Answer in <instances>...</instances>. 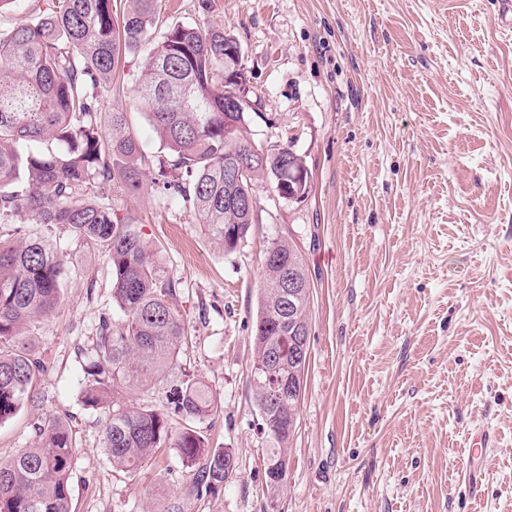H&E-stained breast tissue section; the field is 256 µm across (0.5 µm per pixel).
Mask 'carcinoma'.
I'll list each match as a JSON object with an SVG mask.
<instances>
[{
	"mask_svg": "<svg viewBox=\"0 0 512 512\" xmlns=\"http://www.w3.org/2000/svg\"><path fill=\"white\" fill-rule=\"evenodd\" d=\"M62 0L29 20L0 29V422L34 400L44 364L36 351L37 323L62 301L67 269L52 242L55 226L104 252L112 270V302L124 319L100 318L91 361L85 365L82 402L109 409L103 446L112 465L135 473L167 440L183 465L195 468L192 488L208 493L237 471L228 451L211 448L194 427L169 435L166 415L121 400L126 389L167 387V402L190 421L217 411L209 388L185 374L173 375L187 330L173 307L179 282L158 274L138 217L121 212L114 192L145 189L190 204L209 238L232 252L250 235L258 181L279 186V158L224 178L232 155L250 147L240 132L224 140V99L237 84L224 78V43L230 34L201 25L174 24L157 36L159 0ZM144 52L137 100L164 155L146 181L138 141L121 105L103 111L119 60ZM295 137L278 148L288 156L287 181L311 173L294 149ZM260 300L252 335L250 386L262 431L272 444L265 459L267 490L286 478L273 470L288 464L303 390L279 392L281 382L304 379L309 344L310 280L294 244L282 237L264 244ZM300 274V295L289 302L288 279ZM75 439L58 416L36 429L35 446L0 461V512H72Z\"/></svg>",
	"mask_w": 512,
	"mask_h": 512,
	"instance_id": "obj_1",
	"label": "carcinoma"
}]
</instances>
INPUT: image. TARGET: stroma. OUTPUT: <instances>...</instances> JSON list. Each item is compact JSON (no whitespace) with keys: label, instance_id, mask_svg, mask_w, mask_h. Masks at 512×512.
<instances>
[{"label":"stroma","instance_id":"stroma-1","mask_svg":"<svg viewBox=\"0 0 512 512\" xmlns=\"http://www.w3.org/2000/svg\"><path fill=\"white\" fill-rule=\"evenodd\" d=\"M163 0L159 30H225L239 42L256 113L249 136L294 140L304 201L258 182L253 234L218 248L188 204L122 197L140 220L187 328L179 368L218 401L195 422L238 473L190 494L172 443L129 474L84 406L81 365L112 302L104 254L54 234L69 275L39 323L35 400L0 423V460L49 415L76 440L73 512H512V26L499 0ZM140 57L120 67L145 157L159 142L137 105ZM292 240L311 282L309 363L288 478L264 480L267 442L250 387L251 331L267 238ZM490 428L479 491L459 482L465 440Z\"/></svg>","mask_w":512,"mask_h":512}]
</instances>
